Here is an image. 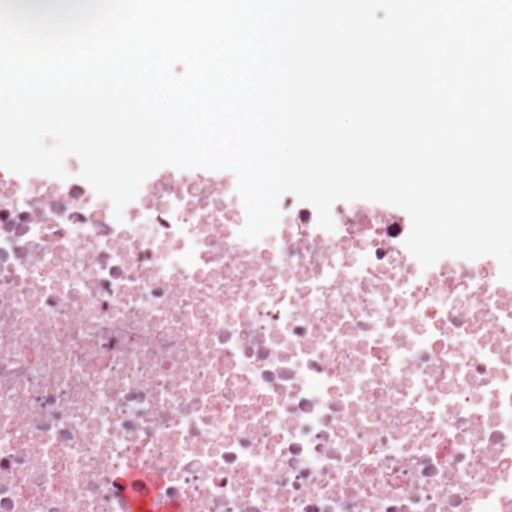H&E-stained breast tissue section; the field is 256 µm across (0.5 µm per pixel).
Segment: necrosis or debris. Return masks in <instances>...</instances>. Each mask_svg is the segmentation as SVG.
<instances>
[{"label": "necrosis or debris", "mask_w": 512, "mask_h": 512, "mask_svg": "<svg viewBox=\"0 0 512 512\" xmlns=\"http://www.w3.org/2000/svg\"><path fill=\"white\" fill-rule=\"evenodd\" d=\"M0 171V512H512V284L408 214Z\"/></svg>", "instance_id": "1"}]
</instances>
